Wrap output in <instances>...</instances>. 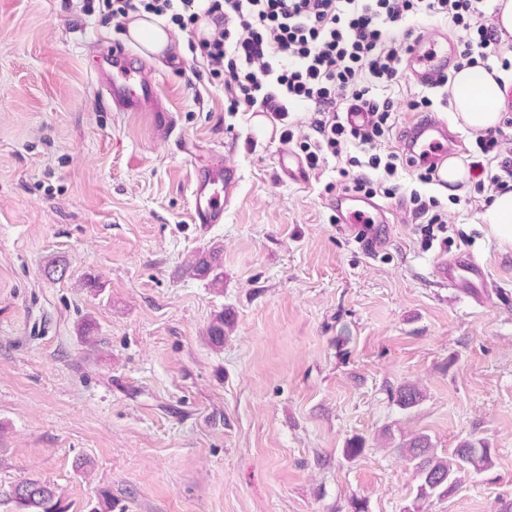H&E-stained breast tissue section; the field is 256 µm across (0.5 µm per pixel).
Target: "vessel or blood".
<instances>
[{
    "label": "vessel or blood",
    "instance_id": "b4317fda",
    "mask_svg": "<svg viewBox=\"0 0 512 512\" xmlns=\"http://www.w3.org/2000/svg\"><path fill=\"white\" fill-rule=\"evenodd\" d=\"M103 79L112 105L119 112H152L162 122H169L156 82L145 75L146 59L121 42L109 45L102 56ZM453 62L447 41L424 39L414 44L407 59V72L413 81L426 88L436 87L442 77L449 75ZM460 140L451 134L445 122L417 119L404 129L399 147L421 164L432 167L441 175L456 160ZM281 179L304 184L309 179L301 158L284 154L279 158ZM241 174L237 167L218 162L197 173L193 190L192 220L208 225L224 221V213L237 196ZM336 221L340 224L362 225L386 223V208L374 199L349 192L339 193L333 203ZM441 285L459 292L478 295L490 287L491 281L483 262L441 259L437 270Z\"/></svg>",
    "mask_w": 512,
    "mask_h": 512
}]
</instances>
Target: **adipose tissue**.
<instances>
[{
  "mask_svg": "<svg viewBox=\"0 0 512 512\" xmlns=\"http://www.w3.org/2000/svg\"><path fill=\"white\" fill-rule=\"evenodd\" d=\"M501 80V74L477 66L459 70L453 83L457 119L475 132L496 127L505 107Z\"/></svg>",
  "mask_w": 512,
  "mask_h": 512,
  "instance_id": "ef3b65f1",
  "label": "adipose tissue"
}]
</instances>
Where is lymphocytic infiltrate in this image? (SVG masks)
Returning a JSON list of instances; mask_svg holds the SVG:
<instances>
[{"instance_id": "1", "label": "lymphocytic infiltrate", "mask_w": 512, "mask_h": 512, "mask_svg": "<svg viewBox=\"0 0 512 512\" xmlns=\"http://www.w3.org/2000/svg\"><path fill=\"white\" fill-rule=\"evenodd\" d=\"M195 0H103L116 25L136 13L165 17L179 30L199 17ZM208 36L188 42L210 74L223 77L232 112H267L287 120L298 105L315 104L311 126L316 139L296 141L284 129V142H299L310 168L327 157H345L392 178L403 159L378 154L376 148L392 129L389 100L378 88L395 83L404 72L408 47L415 38L405 21L411 16L450 21L461 33L458 68L499 57L501 40L486 0H209ZM368 112L361 127L347 124L338 102ZM358 148L345 155L347 146Z\"/></svg>"}]
</instances>
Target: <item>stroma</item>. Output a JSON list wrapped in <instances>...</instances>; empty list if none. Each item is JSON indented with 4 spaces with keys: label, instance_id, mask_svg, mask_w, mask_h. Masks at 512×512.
I'll list each match as a JSON object with an SVG mask.
<instances>
[{
    "label": "stroma",
    "instance_id": "obj_1",
    "mask_svg": "<svg viewBox=\"0 0 512 512\" xmlns=\"http://www.w3.org/2000/svg\"><path fill=\"white\" fill-rule=\"evenodd\" d=\"M171 35L148 72L164 127L98 88L101 50L125 38L102 0H0V489L47 480L64 512H407L418 480L387 430L428 434L442 456L465 440L491 450V468L422 512H512V248L481 221L488 193L400 168L404 192L377 196L386 243L362 250L367 227L342 231L332 203L344 175L380 172L332 158L308 185L279 180L280 156L301 152L282 128L312 135L314 105L253 138L251 113L228 111L223 81ZM441 94L405 77L378 90L394 122L381 153L398 152L411 101ZM505 114L502 150L484 157L437 112L460 163L495 172L512 158V94ZM220 158L241 172L237 198L223 223H192L196 174ZM414 190L447 210L446 240H426ZM213 247L220 288L186 271ZM457 253L487 264L481 300L439 284ZM405 383L424 394L409 410L391 398Z\"/></svg>",
    "mask_w": 512,
    "mask_h": 512
}]
</instances>
